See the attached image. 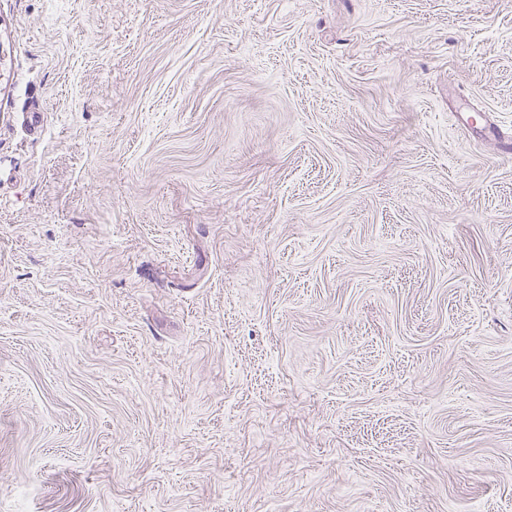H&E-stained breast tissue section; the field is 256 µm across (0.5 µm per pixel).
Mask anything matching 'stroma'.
<instances>
[{
  "label": "stroma",
  "instance_id": "35a3bbf8",
  "mask_svg": "<svg viewBox=\"0 0 512 512\" xmlns=\"http://www.w3.org/2000/svg\"><path fill=\"white\" fill-rule=\"evenodd\" d=\"M508 134L512 0H0V512H512Z\"/></svg>",
  "mask_w": 512,
  "mask_h": 512
}]
</instances>
